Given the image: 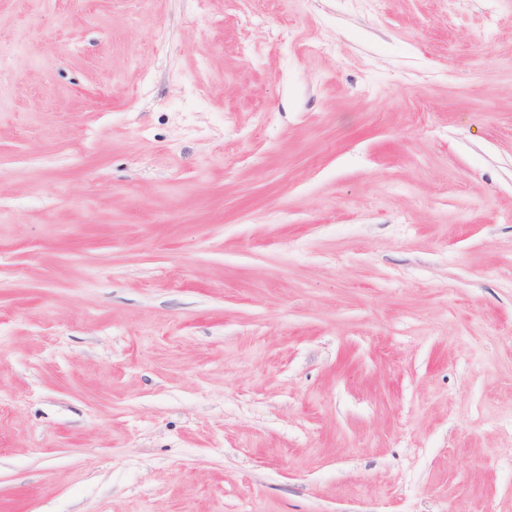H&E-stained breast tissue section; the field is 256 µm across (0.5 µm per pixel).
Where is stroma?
I'll use <instances>...</instances> for the list:
<instances>
[{"label": "stroma", "instance_id": "stroma-1", "mask_svg": "<svg viewBox=\"0 0 512 512\" xmlns=\"http://www.w3.org/2000/svg\"><path fill=\"white\" fill-rule=\"evenodd\" d=\"M0 512H512V0H0Z\"/></svg>", "mask_w": 512, "mask_h": 512}]
</instances>
